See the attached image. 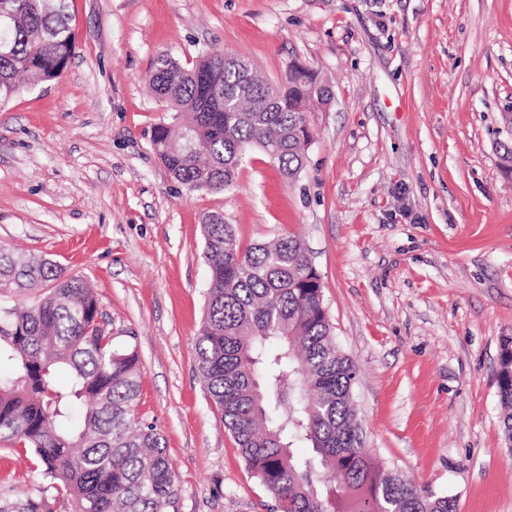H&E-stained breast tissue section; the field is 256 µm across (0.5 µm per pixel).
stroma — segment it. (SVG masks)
I'll list each match as a JSON object with an SVG mask.
<instances>
[{
  "label": "stroma",
  "mask_w": 512,
  "mask_h": 512,
  "mask_svg": "<svg viewBox=\"0 0 512 512\" xmlns=\"http://www.w3.org/2000/svg\"><path fill=\"white\" fill-rule=\"evenodd\" d=\"M62 77L0 106V246L93 288L141 366L136 414L163 435L169 512H269L195 366L202 221L241 246L311 250L338 349L359 372L365 446L456 500L512 512L496 372L512 339V0H69ZM238 54L272 83L301 62L333 94L300 178L252 151L234 191H191L155 155L171 119L156 55ZM43 485L0 442V482Z\"/></svg>",
  "instance_id": "obj_1"
}]
</instances>
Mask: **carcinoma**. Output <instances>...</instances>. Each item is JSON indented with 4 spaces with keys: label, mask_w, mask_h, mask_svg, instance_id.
<instances>
[{
    "label": "carcinoma",
    "mask_w": 512,
    "mask_h": 512,
    "mask_svg": "<svg viewBox=\"0 0 512 512\" xmlns=\"http://www.w3.org/2000/svg\"><path fill=\"white\" fill-rule=\"evenodd\" d=\"M0 107L17 92L57 80L73 55L65 0H0ZM319 83L292 64L272 85L243 57L202 51L190 66L157 55L149 86L174 112L151 145L177 183L229 192L258 149L289 180L304 170L309 105ZM210 280L194 344L196 369L241 456L273 497L275 512H457L375 464L357 426L356 366L337 348L321 277L294 236L246 249L234 225L211 213L202 224ZM0 442L13 445L47 480L68 512H167L176 477L165 440L135 423L141 362L119 343L84 279L47 258L0 249ZM497 373L504 432L512 442V375ZM65 374L68 385L58 386ZM76 404L82 419L72 417ZM305 448L298 455L295 449ZM0 512H52L44 495L0 493Z\"/></svg>",
    "instance_id": "cac0c4a2"
}]
</instances>
